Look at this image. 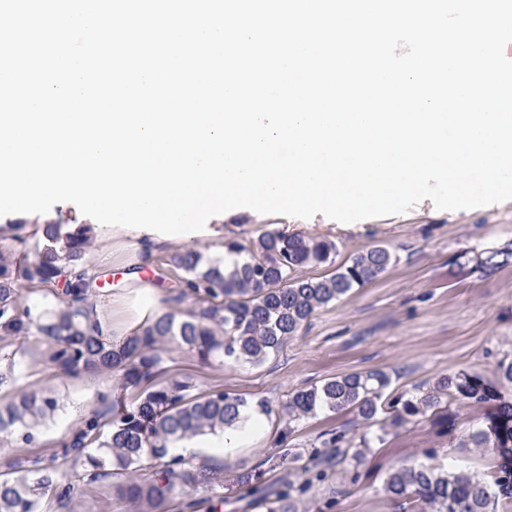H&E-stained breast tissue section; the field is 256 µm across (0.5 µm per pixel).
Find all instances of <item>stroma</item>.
<instances>
[{"label": "stroma", "mask_w": 512, "mask_h": 512, "mask_svg": "<svg viewBox=\"0 0 512 512\" xmlns=\"http://www.w3.org/2000/svg\"><path fill=\"white\" fill-rule=\"evenodd\" d=\"M219 224L225 238L245 245L277 229L333 241L340 263L375 246L388 248L395 261L371 283L319 309L262 364L207 365L194 354L171 349L168 370L191 382L195 393L221 389L264 398L280 413L298 388L382 369L391 374L395 393L425 391L442 377L466 371L512 397V384L499 380L501 363L512 360V263L487 272L476 266L481 252L512 246V200L449 211L427 199L401 214L347 224L320 214L300 219L237 208L225 212ZM22 365V385L53 391L62 405L32 444L0 446V466L54 452L92 407L110 404L117 390L111 373L60 374L42 345H30ZM486 412L482 405L453 404L446 414L383 428L359 424L349 411L322 412L286 438L281 423L267 420L250 447L221 461L224 499L217 510L205 505L199 512H264L241 475L259 472L265 483H280L288 476L287 465L279 461L280 446L304 452L332 429L355 442L367 438L368 446L360 464L332 467L323 484L301 497L299 512H424L420 503L402 506L385 494L387 472L401 465L450 466L493 482L494 451L461 445L483 424ZM73 496L77 512H136L106 481L76 483Z\"/></svg>", "instance_id": "1"}]
</instances>
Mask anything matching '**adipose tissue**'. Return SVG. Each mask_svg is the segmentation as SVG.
I'll return each instance as SVG.
<instances>
[{
    "mask_svg": "<svg viewBox=\"0 0 512 512\" xmlns=\"http://www.w3.org/2000/svg\"><path fill=\"white\" fill-rule=\"evenodd\" d=\"M100 234L107 241L120 237L131 240L134 244V253L129 262L128 293L119 295L115 299L110 297L99 299L90 308V315L97 321L103 335L119 341L128 336L139 322L145 320L149 315L162 311L164 306L163 289L151 282L141 280L137 272L138 267L148 263L156 251L164 247L165 244L169 243L172 246L183 248L188 245L189 240L181 237L167 242L154 234L127 230L117 226L102 227ZM117 302L130 306L133 311L132 319L121 326L115 325L112 321V307ZM263 425L262 417L245 411L241 413L239 420L232 427L215 434L181 439L173 445L171 452L184 456L204 451L221 459L249 445L260 433Z\"/></svg>",
    "mask_w": 512,
    "mask_h": 512,
    "instance_id": "1",
    "label": "adipose tissue"
}]
</instances>
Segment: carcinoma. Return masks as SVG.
Masks as SVG:
<instances>
[{
  "label": "carcinoma",
  "mask_w": 512,
  "mask_h": 512,
  "mask_svg": "<svg viewBox=\"0 0 512 512\" xmlns=\"http://www.w3.org/2000/svg\"><path fill=\"white\" fill-rule=\"evenodd\" d=\"M91 244L92 228L85 224H44L29 250L16 251L0 243V330L48 344L50 361L64 375L116 371L120 383V394L109 407L92 409L82 426L62 442L61 455L71 462L73 473L60 470L55 454L6 464L0 473V512H39L45 497L73 512V476L87 483L110 478L115 493L138 508L149 506L150 512H166L173 495L190 489L208 496L181 502L186 512H197L211 498L223 500L221 474L171 454V444L222 430L234 424L243 409L267 417L273 409L264 400L252 402L222 390L197 396L186 382L159 380L168 346L191 352L207 365H258L277 354L318 309L373 281L394 262V255L378 246L337 266L334 242L275 229L263 232L250 247L224 241V247L239 257L229 270L196 249L179 250L167 256L165 264L175 272L176 299L190 295L195 307L184 314L155 315L115 349L87 324L88 289L77 290L68 279L67 266L84 261ZM511 260L512 250L502 248L487 252L477 263L493 268ZM316 266L332 271L312 278L299 274L302 268ZM61 282L64 288L58 293L54 287ZM26 284L47 286L55 297L37 316L23 305L21 288ZM2 361L0 385H16L20 361L13 354L0 357ZM391 385L390 373L374 369L300 388L289 398L285 428L292 432L301 421L325 410L354 411L370 425L386 405L393 412V424L454 403L487 405L489 415L465 445L495 449L500 464L493 485L464 471L419 464L393 468L384 488L395 499L424 503L427 512H491L492 499L512 497V399L466 372L440 379L427 392L400 393L386 403L383 396ZM58 406L59 397L52 392L18 390L12 400L0 404V444L32 443L33 431ZM319 439L320 449L307 458L289 449L283 452L289 469L306 474L302 482L290 480L275 489L262 487L260 481L251 486L265 512H297L298 497L325 478L328 466L359 459L361 451L349 452L351 440L344 433L329 430Z\"/></svg>",
  "instance_id": "1"
}]
</instances>
